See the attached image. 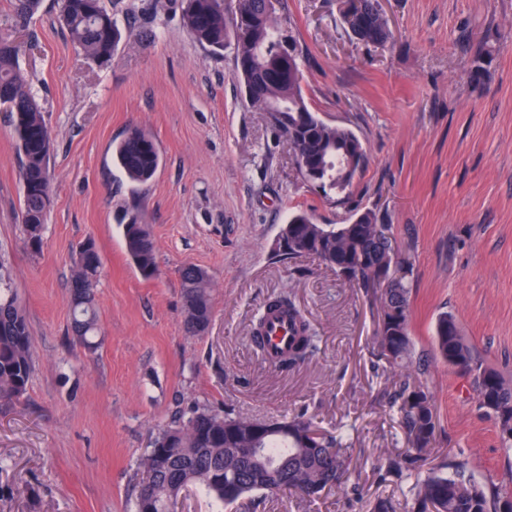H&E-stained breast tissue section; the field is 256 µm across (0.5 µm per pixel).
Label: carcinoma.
Wrapping results in <instances>:
<instances>
[{
	"label": "carcinoma",
	"instance_id": "1",
	"mask_svg": "<svg viewBox=\"0 0 512 512\" xmlns=\"http://www.w3.org/2000/svg\"><path fill=\"white\" fill-rule=\"evenodd\" d=\"M252 18L245 38L227 22L224 0H183V22L188 34L214 52L231 42L237 56L235 77L246 99L269 114L277 133L293 148L304 180L342 199L349 195L364 170L367 153L350 129L321 120L305 101L301 82L303 59L277 71L282 43L296 44L285 33L279 17L269 14L266 0H244ZM40 0H13L15 16L26 20L35 14ZM364 28L357 40L384 46L393 38L378 0H360ZM62 21L85 59L102 62L112 56L119 30L102 0H62ZM492 52L482 47L471 54V71L481 81L489 71ZM0 91L9 95V121L17 136L22 158L23 190L21 222L29 242L37 245L51 203L49 161L51 139L31 86L20 69L18 46L0 37ZM118 166L133 182L153 179L160 155L153 138L134 128L115 147ZM128 256L146 278L159 275L156 248L145 224L122 225ZM279 237L286 247L275 248L288 259H316L345 282L359 288L363 298L379 303L376 357L406 370L391 396L407 443L406 451L389 456L381 480L396 479L408 486L410 512H512V488H485L459 457L444 458L421 469L437 438L438 417L432 397L412 385L413 342L410 336L409 288L402 276L396 242L377 214L366 210L347 224H316L304 212L293 215ZM386 269L388 287L378 283ZM101 258L93 240L79 246L71 282L72 324L75 336L87 347L98 332L95 304ZM184 325L188 333L204 334L212 317L211 279L192 264L180 270ZM10 272L0 261V407L19 400L33 370L32 336L27 319L9 285ZM288 319L294 336L288 349L274 358L266 355L267 328L271 317ZM260 355L275 370L304 363L316 349L304 312L287 293L271 297L253 328ZM433 347L448 365L465 363L480 405L495 423L501 442L512 447V381L475 361L455 319L441 314L436 321ZM347 434L343 428L319 431L303 415L260 422L199 409L187 420L174 417L161 430L153 448L141 462L142 481L136 512H172L183 489L194 485L216 503L230 506L248 503L256 509L261 498L284 491L314 497L331 486L341 487L346 472Z\"/></svg>",
	"mask_w": 512,
	"mask_h": 512
}]
</instances>
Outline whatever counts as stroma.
Listing matches in <instances>:
<instances>
[{"mask_svg": "<svg viewBox=\"0 0 512 512\" xmlns=\"http://www.w3.org/2000/svg\"><path fill=\"white\" fill-rule=\"evenodd\" d=\"M122 37L88 63L59 21V0L16 29L0 0V37L20 65L53 140L51 205L40 247L19 221L20 153L0 111V253L10 264L33 339V373L0 409V512H136L141 460L178 409L232 410L252 419L307 412L314 425L351 428L347 466L362 490L272 496L258 512H366L388 454L404 451L389 404L399 367L372 361L377 307L335 271L276 256L280 230L304 211L341 224L366 209L388 224L412 265L411 330L422 363L413 379L434 400L430 462L464 457L476 480L512 477L469 377L439 359L436 319L452 314L483 366L512 380V0H382L394 38L351 39L339 0H287L283 26L303 52L302 91L324 122L363 141L367 165L349 202L300 175L267 113L234 78L233 47L213 54L187 33L182 0H104ZM492 50L482 83L469 50ZM155 140L160 167L131 183L112 150L130 129ZM148 225L158 278L129 260L121 222ZM94 239L97 348L72 333L70 284L78 246ZM213 282L208 331L190 336L178 270ZM291 292L319 338L304 364L271 370L251 342L264 303Z\"/></svg>", "mask_w": 512, "mask_h": 512, "instance_id": "1", "label": "stroma"}]
</instances>
